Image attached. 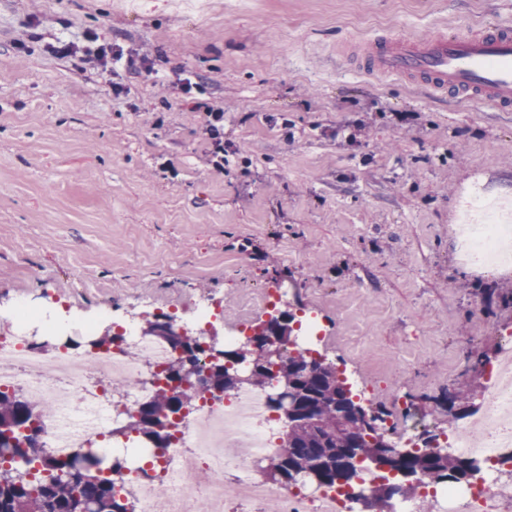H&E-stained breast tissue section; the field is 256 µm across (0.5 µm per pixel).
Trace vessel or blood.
I'll list each match as a JSON object with an SVG mask.
<instances>
[{
  "label": "vessel or blood",
  "instance_id": "vessel-or-blood-1",
  "mask_svg": "<svg viewBox=\"0 0 512 512\" xmlns=\"http://www.w3.org/2000/svg\"><path fill=\"white\" fill-rule=\"evenodd\" d=\"M367 75L396 77L442 98L459 97L512 112V25L486 23L467 32L379 35L349 47Z\"/></svg>",
  "mask_w": 512,
  "mask_h": 512
}]
</instances>
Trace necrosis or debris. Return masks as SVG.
Wrapping results in <instances>:
<instances>
[{
  "instance_id": "necrosis-or-debris-1",
  "label": "necrosis or debris",
  "mask_w": 512,
  "mask_h": 512,
  "mask_svg": "<svg viewBox=\"0 0 512 512\" xmlns=\"http://www.w3.org/2000/svg\"><path fill=\"white\" fill-rule=\"evenodd\" d=\"M512 231L487 221L464 227L459 254L469 265L493 268L503 261V239ZM37 321L47 330L58 328L51 315L20 304L12 330L0 329V392L21 391L40 403V438L58 456L70 449L102 441L111 423L133 421L136 410L154 394L159 378L175 356L166 345L141 336L136 324L120 327L112 346L83 355L60 351L47 355L28 343L25 329ZM481 415L465 425L424 441L418 425L397 422L387 426L403 448H454L476 456L486 467L467 488L419 484L413 492L392 497L387 512H512V484L500 478L503 451L512 448V330L500 336V351L487 372ZM281 427L267 393L252 387L224 396L197 400L188 419L180 421L167 447L155 456L167 473L158 488L152 472H129L119 494H131L135 512H157L166 498L167 512H259L277 499L280 512H359L349 488L328 486L307 494L289 486H273L255 473L252 460L274 456L281 444ZM251 449L248 458L239 449Z\"/></svg>"
}]
</instances>
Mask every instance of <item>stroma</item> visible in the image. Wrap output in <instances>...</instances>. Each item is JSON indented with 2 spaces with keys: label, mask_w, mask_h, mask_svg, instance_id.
Listing matches in <instances>:
<instances>
[{
  "label": "stroma",
  "mask_w": 512,
  "mask_h": 512,
  "mask_svg": "<svg viewBox=\"0 0 512 512\" xmlns=\"http://www.w3.org/2000/svg\"><path fill=\"white\" fill-rule=\"evenodd\" d=\"M499 18L512 0H0V325L61 296L93 335H27L84 354L143 300L215 295L230 324L277 288L279 310L318 311L320 357L375 416L433 434L473 418L494 330L512 329V264L460 260V207L512 197V112L337 51ZM110 44L125 60L106 70ZM210 107L221 172L202 161ZM206 114V132L212 141V149L205 154L204 162L218 171H224V166L229 163L224 155V110L213 107Z\"/></svg>",
  "instance_id": "35a3bbf8"
}]
</instances>
